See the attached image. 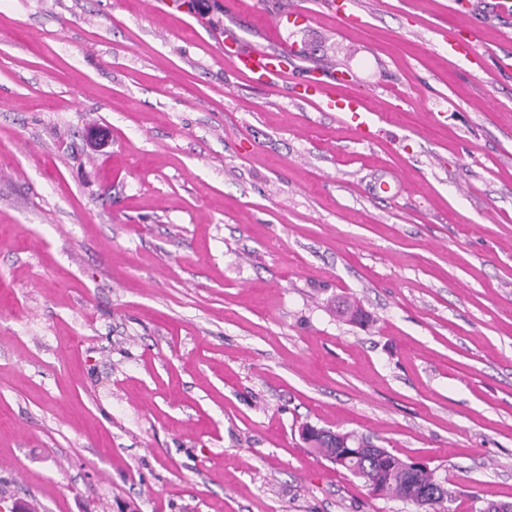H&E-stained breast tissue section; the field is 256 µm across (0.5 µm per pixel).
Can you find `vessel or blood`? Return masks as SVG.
<instances>
[{
    "label": "vessel or blood",
    "instance_id": "obj_1",
    "mask_svg": "<svg viewBox=\"0 0 512 512\" xmlns=\"http://www.w3.org/2000/svg\"><path fill=\"white\" fill-rule=\"evenodd\" d=\"M325 5L338 27L348 29L359 24L353 0H325ZM220 46L234 69L255 84L273 86L288 81L295 69L297 56L291 50H245L229 35L221 40ZM343 84V78L334 70L325 69L312 72L309 79L297 84L296 91L320 111L335 112L349 119L362 137L376 136L381 130L378 114L368 108L361 96L343 92Z\"/></svg>",
    "mask_w": 512,
    "mask_h": 512
}]
</instances>
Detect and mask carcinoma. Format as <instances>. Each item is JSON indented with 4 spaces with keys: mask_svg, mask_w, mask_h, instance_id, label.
<instances>
[{
    "mask_svg": "<svg viewBox=\"0 0 512 512\" xmlns=\"http://www.w3.org/2000/svg\"><path fill=\"white\" fill-rule=\"evenodd\" d=\"M305 440L330 462L364 480L372 494L408 501L411 486L417 484L428 492V497L419 501L420 507L427 512H443L450 492L442 481L431 471L410 477L407 472L409 461L380 448L370 439L352 432L333 435L313 432Z\"/></svg>",
    "mask_w": 512,
    "mask_h": 512,
    "instance_id": "cac0c4a2",
    "label": "carcinoma"
}]
</instances>
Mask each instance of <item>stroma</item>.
<instances>
[{
    "instance_id": "35a3bbf8",
    "label": "stroma",
    "mask_w": 512,
    "mask_h": 512,
    "mask_svg": "<svg viewBox=\"0 0 512 512\" xmlns=\"http://www.w3.org/2000/svg\"><path fill=\"white\" fill-rule=\"evenodd\" d=\"M153 2L0 0V512H423L306 424L425 462L449 512L512 502V16ZM227 29L348 71L380 138L237 75ZM328 15L336 18V24L342 29L351 28L361 22L360 16L351 0H325Z\"/></svg>"
}]
</instances>
